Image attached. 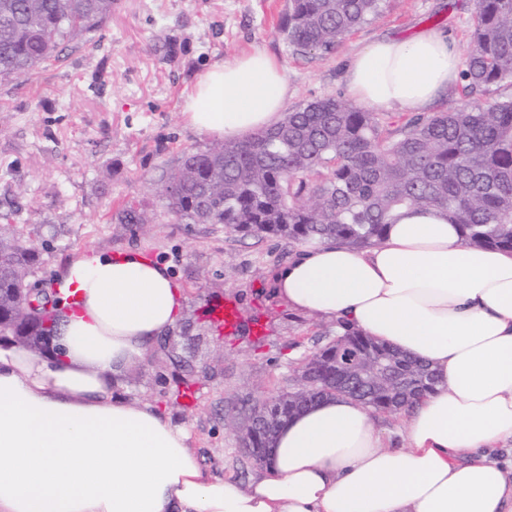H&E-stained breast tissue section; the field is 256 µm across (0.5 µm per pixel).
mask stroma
I'll return each mask as SVG.
<instances>
[{"instance_id":"obj_1","label":"stroma","mask_w":512,"mask_h":512,"mask_svg":"<svg viewBox=\"0 0 512 512\" xmlns=\"http://www.w3.org/2000/svg\"><path fill=\"white\" fill-rule=\"evenodd\" d=\"M289 0H121L93 42L68 48L37 74L0 84V213L39 250V287L87 248L147 250L168 265L188 300L175 329L130 367L125 398L147 403L191 434L202 466L248 483L256 467L235 425L264 392L292 386L299 360L336 335L335 324L291 311L274 277L296 246L167 213L160 174L182 151L213 144L188 129L183 96L198 73L260 49L288 75V107L345 97L344 69L368 44L436 27L467 54L473 0H383L379 15L318 57L288 45ZM150 223L123 224L131 201ZM233 299L239 333L208 318Z\"/></svg>"}]
</instances>
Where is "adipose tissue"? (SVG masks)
<instances>
[{"label": "adipose tissue", "mask_w": 512, "mask_h": 512, "mask_svg": "<svg viewBox=\"0 0 512 512\" xmlns=\"http://www.w3.org/2000/svg\"><path fill=\"white\" fill-rule=\"evenodd\" d=\"M441 30L354 55L348 96L427 111L456 80ZM283 66L262 51L197 75L182 104L197 133L238 140L274 126ZM301 313L427 363L438 378L389 445L370 409L317 402L279 431L248 484L202 467L187 432L124 399L125 369L172 330L186 297L146 251L89 249L55 279L57 353L0 345V512H512V252L463 244L447 210L398 212L368 249L315 242L275 276Z\"/></svg>", "instance_id": "adipose-tissue-1"}]
</instances>
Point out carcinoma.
<instances>
[{"instance_id":"1","label":"carcinoma","mask_w":512,"mask_h":512,"mask_svg":"<svg viewBox=\"0 0 512 512\" xmlns=\"http://www.w3.org/2000/svg\"><path fill=\"white\" fill-rule=\"evenodd\" d=\"M382 0H291L281 23L295 50L332 54L380 12ZM114 0H0V82L25 78L87 43L112 16ZM475 22L462 78L472 97L494 84L512 85V0H475ZM162 207L190 224H222L257 239L290 244L336 240L354 248L381 242L393 214L407 207L448 209L468 246L512 250V97L483 106L461 105L417 113L396 124L339 98L309 101L284 113L273 127L238 142L182 152L162 171ZM148 205L125 207L122 224H146ZM38 249L0 233V309H17L18 289L29 287ZM21 343L35 347L55 331L42 307ZM348 331L320 347V385L302 398L346 396L328 373L332 353ZM383 367L409 377L422 395L436 378L427 365L364 334ZM372 412L395 411L381 394L359 398Z\"/></svg>"}]
</instances>
